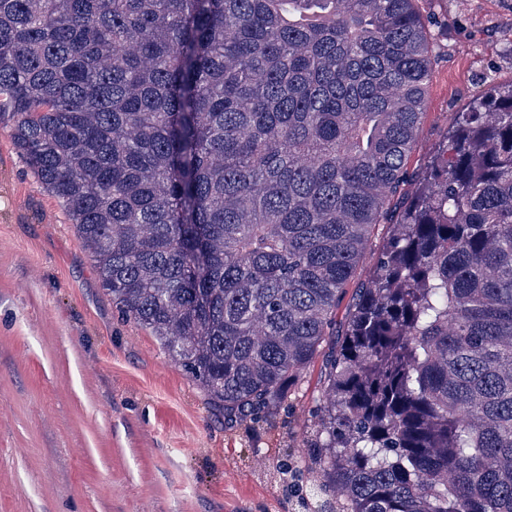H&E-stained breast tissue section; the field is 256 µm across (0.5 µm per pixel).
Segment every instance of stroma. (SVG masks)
<instances>
[{"mask_svg": "<svg viewBox=\"0 0 512 512\" xmlns=\"http://www.w3.org/2000/svg\"><path fill=\"white\" fill-rule=\"evenodd\" d=\"M434 13L418 176L489 85L512 82V0H419ZM0 114V512H302L321 362L275 423L221 408L122 318Z\"/></svg>", "mask_w": 512, "mask_h": 512, "instance_id": "35a3bbf8", "label": "stroma"}]
</instances>
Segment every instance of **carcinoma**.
Listing matches in <instances>:
<instances>
[{
	"mask_svg": "<svg viewBox=\"0 0 512 512\" xmlns=\"http://www.w3.org/2000/svg\"><path fill=\"white\" fill-rule=\"evenodd\" d=\"M417 3L0 0V111L112 306L229 423L322 359L317 512H512V83L404 190ZM387 232L388 227L386 224H380L379 226L377 225L376 228L373 230L371 246L370 248L367 249L361 260L354 283L351 284V286L348 288L347 294L342 299L340 305L336 308V325L334 327V331L336 330V334L338 331L340 333V330L342 329L343 325L348 319V316L352 309V292L354 290L353 288H355L357 284L363 283L365 285L367 283L375 264L376 254L381 248L387 236Z\"/></svg>",
	"mask_w": 512,
	"mask_h": 512,
	"instance_id": "carcinoma-1",
	"label": "carcinoma"
}]
</instances>
